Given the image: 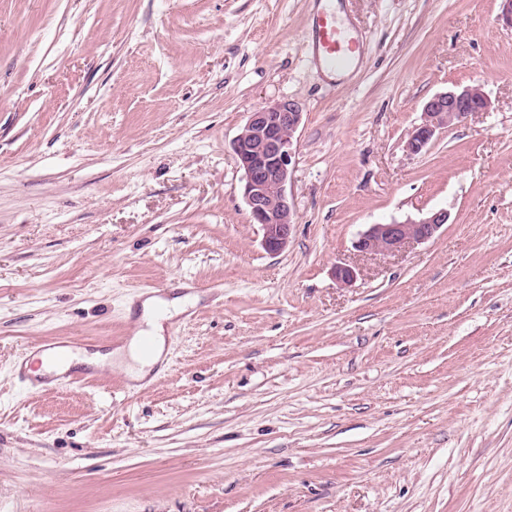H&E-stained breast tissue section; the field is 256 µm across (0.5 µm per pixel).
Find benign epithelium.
Wrapping results in <instances>:
<instances>
[{
  "mask_svg": "<svg viewBox=\"0 0 512 512\" xmlns=\"http://www.w3.org/2000/svg\"><path fill=\"white\" fill-rule=\"evenodd\" d=\"M491 101L478 85L448 90L431 97L422 122L408 134L405 148L412 154L426 150L436 133L464 121L473 112H487ZM303 112L295 100L277 101L250 113L232 141V151L243 171V198L251 222L263 229L262 246L270 254L288 248L296 212L288 193L294 137ZM444 209L419 219L371 224L360 234L355 249L364 254H392L413 242L432 239L448 223Z\"/></svg>",
  "mask_w": 512,
  "mask_h": 512,
  "instance_id": "1",
  "label": "benign epithelium"
}]
</instances>
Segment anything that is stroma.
I'll return each mask as SVG.
<instances>
[{
	"instance_id": "35a3bbf8",
	"label": "stroma",
	"mask_w": 512,
	"mask_h": 512,
	"mask_svg": "<svg viewBox=\"0 0 512 512\" xmlns=\"http://www.w3.org/2000/svg\"><path fill=\"white\" fill-rule=\"evenodd\" d=\"M0 0V512H512V28L502 0ZM487 112L404 140L425 102ZM303 112L291 243L267 253L231 142ZM444 209L431 240L356 251ZM355 267L342 285L336 266ZM164 361L29 390L31 342L134 336ZM311 57L330 73L348 70L360 59L358 42L349 37L328 9H317L312 16ZM358 53V54H357ZM491 101L479 85L435 94L423 108L422 122L408 134L405 148L412 154L426 150L439 130L464 121L473 112H487ZM447 210L430 211L419 219L370 224L355 242V249L364 254H392L402 251L413 242L432 239L444 224Z\"/></svg>"
}]
</instances>
